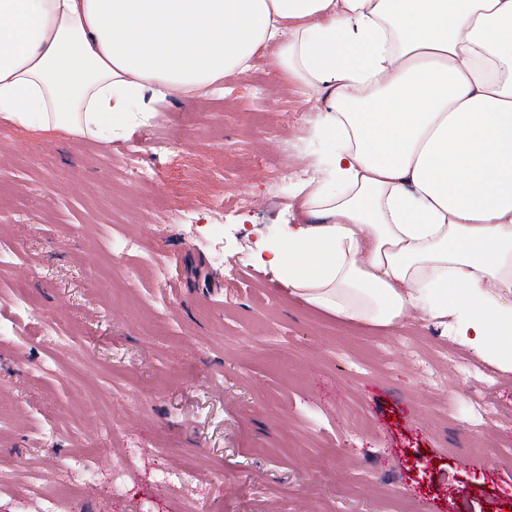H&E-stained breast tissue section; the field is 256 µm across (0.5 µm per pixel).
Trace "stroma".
<instances>
[{
    "label": "stroma",
    "mask_w": 512,
    "mask_h": 512,
    "mask_svg": "<svg viewBox=\"0 0 512 512\" xmlns=\"http://www.w3.org/2000/svg\"><path fill=\"white\" fill-rule=\"evenodd\" d=\"M273 56L253 60L262 86L231 75L155 99L151 124L109 143L0 122V248L17 249L0 268V323L30 303L68 338L61 350L0 335V468L95 475L56 512H512V458L485 454L512 440V374L461 373L474 355L449 320L348 326L253 265L259 237L297 222L295 183L313 174L318 104ZM132 156L160 180L141 182ZM173 183L195 227L165 222ZM222 195L254 207L215 210ZM126 236L144 252L115 251ZM171 247L182 280L156 284L143 258ZM483 396L494 407L475 426ZM163 467L194 479L156 483ZM115 469L127 478L113 497Z\"/></svg>",
    "instance_id": "35a3bbf8"
}]
</instances>
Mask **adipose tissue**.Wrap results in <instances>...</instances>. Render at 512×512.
I'll list each match as a JSON object with an SVG mask.
<instances>
[{
  "mask_svg": "<svg viewBox=\"0 0 512 512\" xmlns=\"http://www.w3.org/2000/svg\"><path fill=\"white\" fill-rule=\"evenodd\" d=\"M273 42L329 150L255 264L344 323L453 317L512 373V0H0V121L122 138L145 88L210 87Z\"/></svg>",
  "mask_w": 512,
  "mask_h": 512,
  "instance_id": "adipose-tissue-1",
  "label": "adipose tissue"
}]
</instances>
